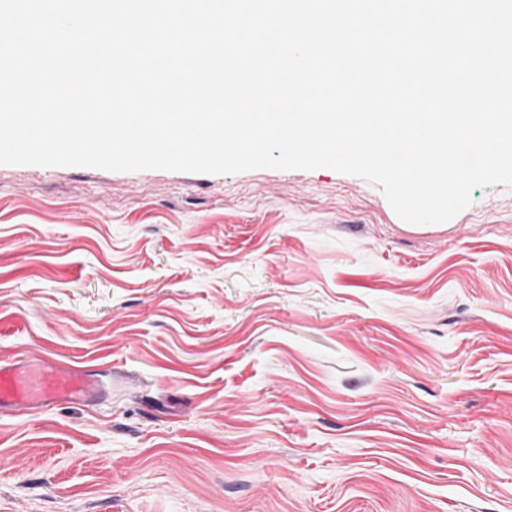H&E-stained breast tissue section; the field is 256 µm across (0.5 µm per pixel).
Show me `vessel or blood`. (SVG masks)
Listing matches in <instances>:
<instances>
[{
    "label": "vessel or blood",
    "mask_w": 512,
    "mask_h": 512,
    "mask_svg": "<svg viewBox=\"0 0 512 512\" xmlns=\"http://www.w3.org/2000/svg\"><path fill=\"white\" fill-rule=\"evenodd\" d=\"M105 390L97 374L60 367L43 358L0 363V413L42 410L66 400L93 402Z\"/></svg>",
    "instance_id": "1"
}]
</instances>
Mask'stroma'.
<instances>
[{
  "label": "stroma",
  "instance_id": "obj_1",
  "mask_svg": "<svg viewBox=\"0 0 512 512\" xmlns=\"http://www.w3.org/2000/svg\"><path fill=\"white\" fill-rule=\"evenodd\" d=\"M0 512H512V189L400 219L328 168L0 165ZM95 373L59 367L41 358L0 363V413L43 410L58 402H93L106 391Z\"/></svg>",
  "mask_w": 512,
  "mask_h": 512
}]
</instances>
